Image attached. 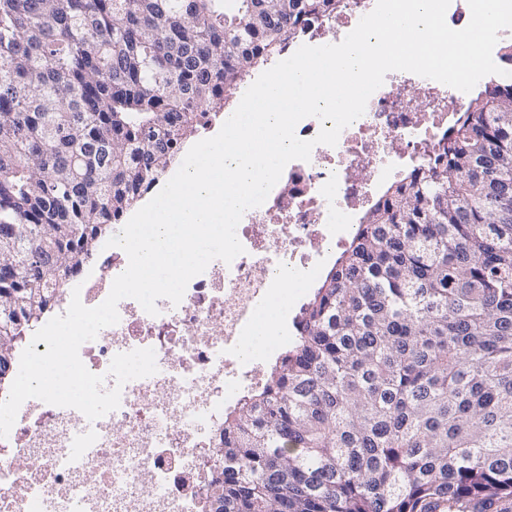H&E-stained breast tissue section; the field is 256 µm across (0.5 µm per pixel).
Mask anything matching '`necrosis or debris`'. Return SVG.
<instances>
[{
    "instance_id": "1",
    "label": "necrosis or debris",
    "mask_w": 512,
    "mask_h": 512,
    "mask_svg": "<svg viewBox=\"0 0 512 512\" xmlns=\"http://www.w3.org/2000/svg\"><path fill=\"white\" fill-rule=\"evenodd\" d=\"M375 4L339 0L335 12L308 17L282 57L324 45L330 33L344 39ZM418 95L424 108L413 105ZM468 99L389 72L336 145L316 144L309 161L288 163L266 201L244 213L236 230L243 254L210 262L179 304L157 300V314L122 299L118 323L79 349L103 390L120 388L119 407L92 422L26 400L0 438V512H205L201 488L218 462L225 411L261 385L265 361L293 340L297 303H281L284 289L318 279L388 183L441 150ZM126 266L121 248L103 249L76 280L82 303L100 305ZM276 302L281 320L270 345L248 348L260 314ZM141 348L154 349L156 373L117 385L113 357ZM21 457L31 466H19Z\"/></svg>"
}]
</instances>
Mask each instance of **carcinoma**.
I'll return each instance as SVG.
<instances>
[{
	"instance_id": "1",
	"label": "carcinoma",
	"mask_w": 512,
	"mask_h": 512,
	"mask_svg": "<svg viewBox=\"0 0 512 512\" xmlns=\"http://www.w3.org/2000/svg\"><path fill=\"white\" fill-rule=\"evenodd\" d=\"M336 0H0V347ZM209 512L512 508V85L392 184L224 414Z\"/></svg>"
}]
</instances>
